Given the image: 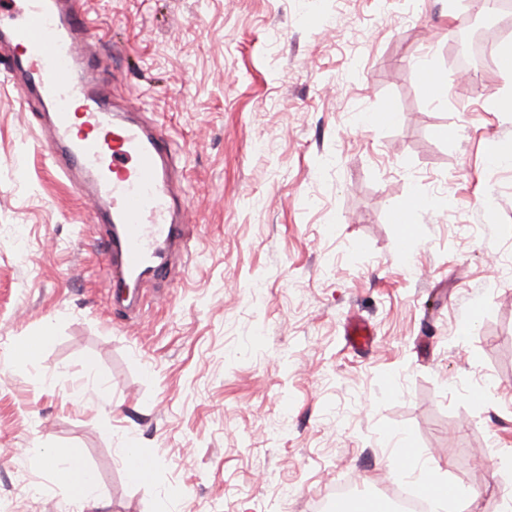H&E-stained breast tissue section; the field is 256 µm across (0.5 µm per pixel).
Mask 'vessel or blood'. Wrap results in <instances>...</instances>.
I'll use <instances>...</instances> for the list:
<instances>
[{"mask_svg":"<svg viewBox=\"0 0 512 512\" xmlns=\"http://www.w3.org/2000/svg\"><path fill=\"white\" fill-rule=\"evenodd\" d=\"M2 28L21 63L18 93L36 90L52 106L55 171L69 181L84 174L107 210L106 284L165 277L172 249L190 235L187 205L170 188L167 134L122 118L84 72L91 23L78 0H0Z\"/></svg>","mask_w":512,"mask_h":512,"instance_id":"1","label":"vessel or blood"}]
</instances>
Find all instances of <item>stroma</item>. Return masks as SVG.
<instances>
[{
    "label": "stroma",
    "mask_w": 512,
    "mask_h": 512,
    "mask_svg": "<svg viewBox=\"0 0 512 512\" xmlns=\"http://www.w3.org/2000/svg\"><path fill=\"white\" fill-rule=\"evenodd\" d=\"M80 2L105 94L179 151L196 237L124 319L47 110L0 65V512L72 504L35 448L99 475L97 512H314L342 485L387 494L418 459L500 512L512 166L489 152L512 112L489 104L512 86L448 61L478 0ZM353 315L368 350L346 341ZM29 336L43 349L17 359Z\"/></svg>",
    "instance_id": "1"
}]
</instances>
